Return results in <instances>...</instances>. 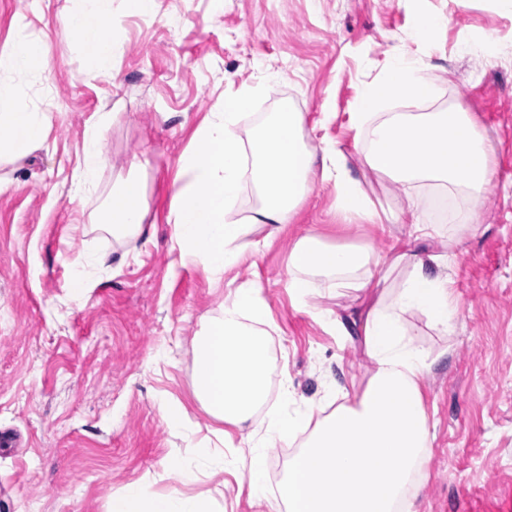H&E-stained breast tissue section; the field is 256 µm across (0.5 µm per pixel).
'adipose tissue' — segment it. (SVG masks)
Returning <instances> with one entry per match:
<instances>
[{"instance_id": "obj_1", "label": "adipose tissue", "mask_w": 512, "mask_h": 512, "mask_svg": "<svg viewBox=\"0 0 512 512\" xmlns=\"http://www.w3.org/2000/svg\"><path fill=\"white\" fill-rule=\"evenodd\" d=\"M150 15L156 0H70L68 28L95 74L111 76L118 50L114 4ZM50 74L44 38L16 34L0 54V159L19 158L44 137L42 113L20 94L14 78L35 80ZM446 75L421 57L392 55L383 72L359 89L348 114L354 147L366 165L400 185L407 204L379 211L346 157L332 141L308 147L302 113L280 112L241 136L240 121L252 105L251 90L226 99L195 132V146L178 161V189L167 221L183 262L202 265L213 281L246 259L242 239L262 226L276 236L292 223L317 181L336 187V208L346 223L407 225L399 250L386 256L368 243H327L314 230L295 242L290 254V287L297 304L334 334L359 340L372 365L364 390L349 395L333 383L339 403L329 414L311 410H269L265 432L250 450L251 497L266 501L269 512H399L418 479L424 478L434 435L424 389L434 360L420 351L405 316L418 312L443 334H454L461 318L454 269L464 238H448V251L421 256L414 243L439 231L440 217L425 200L433 189L447 200H463L464 226L477 231L496 176V152L472 112L451 103L433 112H412L433 101ZM400 104L397 112L388 111ZM109 114L87 126L83 161L73 183L75 194L91 190L105 164L100 150ZM255 185L260 206L249 220L236 218L234 206L244 179ZM149 201L135 177L113 190L98 222L122 241L144 232ZM404 269L398 287L382 289L391 271ZM324 277L331 293L364 292L377 287V301L359 314L342 316L316 301L311 279ZM271 313L258 289L237 288L224 313L193 340V391L213 419L243 430L265 407L272 384ZM274 440L297 447L274 495H267L265 446ZM110 512H208L205 499L178 492L147 495L131 484L113 495Z\"/></svg>"}]
</instances>
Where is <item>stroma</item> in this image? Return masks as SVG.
<instances>
[{
	"instance_id": "1",
	"label": "stroma",
	"mask_w": 512,
	"mask_h": 512,
	"mask_svg": "<svg viewBox=\"0 0 512 512\" xmlns=\"http://www.w3.org/2000/svg\"><path fill=\"white\" fill-rule=\"evenodd\" d=\"M69 0H0V52L14 21L46 39L49 79L18 80L45 117V140L0 163V512H109L113 494L136 483L154 494L199 496L212 512H267L248 496L246 434L231 430L223 465L199 454L219 423L193 394L192 339L217 317L233 288L254 285L268 303L277 378L297 405L318 408L326 386H365L371 364L300 309L289 288L295 241L316 230L336 244L392 237L347 224L333 182L316 183L295 220L213 283L182 263L167 216L183 152L207 113L241 88L255 90L242 118L252 128L282 105L303 113L307 141L338 143L372 199L404 205L402 190L377 179L347 127L358 88L405 51L446 69L451 82L433 111L462 103L496 149L497 173L476 233L455 269L464 324L445 336L421 313L407 314L416 346L435 358L426 407L436 439L417 512H512V115L490 119L470 89L512 103V11L497 0H158L153 16L117 12L122 44L112 77L94 75L65 23ZM445 14L433 46L413 40L419 13ZM493 33L485 59L462 45ZM281 71L274 88L266 69ZM111 113L95 190L72 194L84 131ZM331 113L322 122L323 113ZM137 173L150 209L144 233L115 241L95 219L113 187ZM103 254L81 296L75 258ZM184 414L181 426L170 408Z\"/></svg>"
}]
</instances>
